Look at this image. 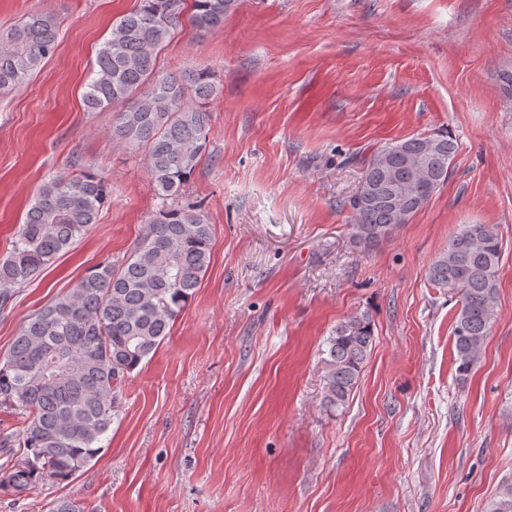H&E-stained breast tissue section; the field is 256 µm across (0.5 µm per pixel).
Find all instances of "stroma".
Listing matches in <instances>:
<instances>
[{
    "mask_svg": "<svg viewBox=\"0 0 512 512\" xmlns=\"http://www.w3.org/2000/svg\"><path fill=\"white\" fill-rule=\"evenodd\" d=\"M139 0H0V33L52 15L55 53L0 91V257L58 172L105 178L98 221L0 310V356L29 315L120 264L160 207L140 153L84 83ZM171 73L207 67L209 156L183 188L210 265L157 351L126 379L99 456L73 478L0 490V512H485L512 483V0H237L183 27ZM445 130L447 181L370 250L347 199L370 155ZM462 224L502 243L498 316L455 363L457 299L428 268ZM354 313L375 344L345 405H323L326 341Z\"/></svg>",
    "mask_w": 512,
    "mask_h": 512,
    "instance_id": "35a3bbf8",
    "label": "stroma"
}]
</instances>
